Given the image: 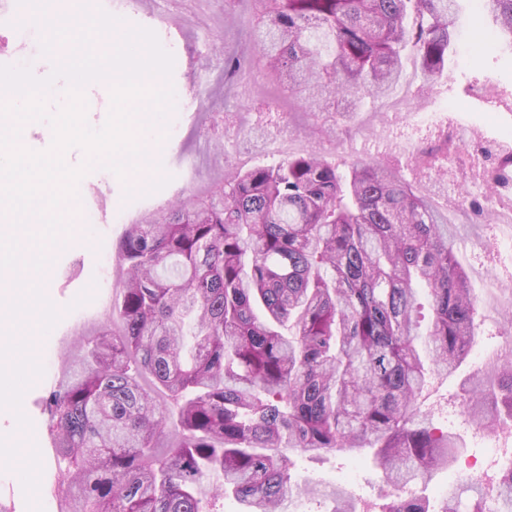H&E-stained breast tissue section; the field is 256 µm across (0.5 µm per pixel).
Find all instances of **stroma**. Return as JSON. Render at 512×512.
<instances>
[{
  "label": "stroma",
  "instance_id": "obj_1",
  "mask_svg": "<svg viewBox=\"0 0 512 512\" xmlns=\"http://www.w3.org/2000/svg\"><path fill=\"white\" fill-rule=\"evenodd\" d=\"M170 20L173 29L183 35L179 42L164 35L159 38L174 57L173 87L177 94H184L198 83L200 75H207V84L201 85L202 106L194 116L173 109L167 120V138H160L155 128L142 131L139 138L149 162L127 179L105 169L92 170L81 179L79 200L71 214L73 232L63 247L53 249L54 262L42 278L46 295L63 311L47 335L33 337L44 375L27 390L22 402L41 453L39 501L43 512L71 509L63 485V463L51 429L50 395L66 386L80 367L84 337L103 330L117 335L123 331L121 320L111 310L93 300L79 306L74 300L91 281L120 293L126 268L119 247L130 214L144 215L207 193L234 169L271 164L255 129L253 104L262 96L277 101L286 115L285 126L273 134L284 144L281 158L325 152L326 133L313 128L299 99L282 95L275 81L253 75L237 81L224 78L225 54L252 50L250 0H237L229 10L222 0H191L172 13ZM421 84V77L408 76L406 84L384 104L362 106L351 127L337 140L333 162L356 155L380 156L404 178L415 179L408 158L399 154L400 144L406 140L433 143L437 128L414 124L412 115L418 104L437 106L448 101L460 104L456 114L459 122L512 149L511 50L475 55L467 64L454 58L447 79L439 81L432 92L421 94ZM433 202L454 233L457 258L477 297L479 326L473 355L456 371L432 381L434 420L456 432L466 449L452 468L436 473L423 488V495L435 503L474 461L484 458L487 449L512 448V434L475 429L459 414L464 382L487 369V357L505 340L498 322L512 316V249L493 251L488 258L483 255L486 246L502 233L499 216L512 214V195L495 198V217L491 220L474 216L470 208L442 194L434 196ZM295 471L301 476L319 475L358 499L379 498V477L362 455L345 454L327 460L302 456Z\"/></svg>",
  "mask_w": 512,
  "mask_h": 512
}]
</instances>
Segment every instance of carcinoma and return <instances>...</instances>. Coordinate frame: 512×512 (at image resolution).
I'll list each match as a JSON object with an SVG mask.
<instances>
[{"instance_id": "obj_1", "label": "carcinoma", "mask_w": 512, "mask_h": 512, "mask_svg": "<svg viewBox=\"0 0 512 512\" xmlns=\"http://www.w3.org/2000/svg\"><path fill=\"white\" fill-rule=\"evenodd\" d=\"M257 53L308 112L353 118L392 94L412 61L424 87L448 68L457 0H256ZM512 46V0H482ZM244 56L224 57V76ZM416 165L448 169V142ZM131 272L115 311L123 334L84 343L74 380L50 397L71 512H286L292 492L329 512H371L336 486L301 485L294 457L368 450L386 488L380 512H512L465 475L439 510L396 488L428 483L460 452L421 401L429 379L469 355L477 302L448 220L379 160L344 169L313 154L240 168L200 202L128 225ZM425 292L433 321L419 341ZM150 373L177 407L138 382ZM461 413L512 423V353L476 376ZM168 427L180 435L158 451Z\"/></svg>"}]
</instances>
